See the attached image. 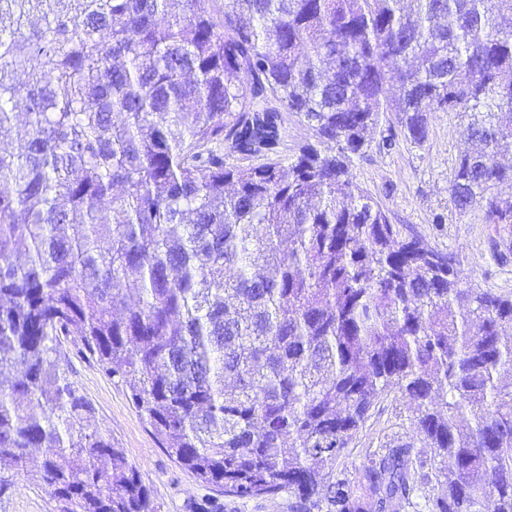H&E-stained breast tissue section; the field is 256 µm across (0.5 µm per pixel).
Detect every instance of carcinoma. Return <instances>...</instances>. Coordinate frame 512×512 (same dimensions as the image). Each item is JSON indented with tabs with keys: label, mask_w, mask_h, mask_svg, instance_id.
I'll use <instances>...</instances> for the list:
<instances>
[{
	"label": "carcinoma",
	"mask_w": 512,
	"mask_h": 512,
	"mask_svg": "<svg viewBox=\"0 0 512 512\" xmlns=\"http://www.w3.org/2000/svg\"><path fill=\"white\" fill-rule=\"evenodd\" d=\"M0 0V462L49 447L56 512H154L51 359L74 335L170 457L291 512H512V294L402 234L351 171L394 112L471 149L462 215L512 224V0ZM310 127L283 167L284 113ZM265 158L240 166L232 157ZM420 447L350 480L375 400Z\"/></svg>",
	"instance_id": "obj_1"
}]
</instances>
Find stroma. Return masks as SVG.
Wrapping results in <instances>:
<instances>
[{
  "mask_svg": "<svg viewBox=\"0 0 512 512\" xmlns=\"http://www.w3.org/2000/svg\"><path fill=\"white\" fill-rule=\"evenodd\" d=\"M394 113H384L352 173L386 210L391 223L422 235L439 250L453 253L471 272L477 287L512 293V226L485 223L481 209L460 215L448 198L455 163L467 144L452 112L432 113L427 139L417 145L392 136ZM57 357L69 380L92 405L95 419L114 444L122 448L149 488L156 512H198L211 501L220 512H289L287 494L235 499L215 485L201 483L172 459L134 405L129 389L109 376L96 357L61 338ZM407 401L400 393H384L337 462L357 478L381 449L410 441ZM9 484L0 491V512H55L47 489L29 472L8 471Z\"/></svg>",
  "mask_w": 512,
  "mask_h": 512,
  "instance_id": "obj_1",
  "label": "stroma"
}]
</instances>
